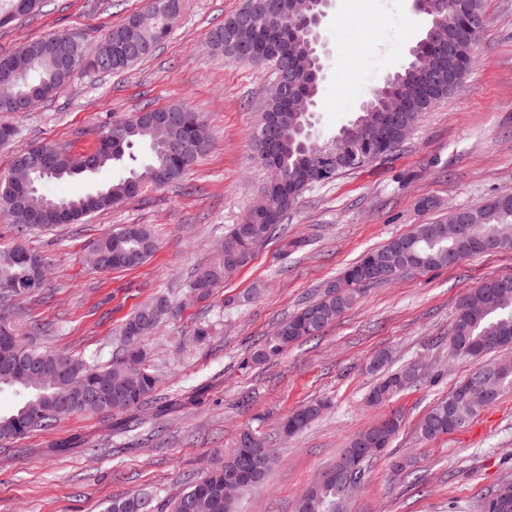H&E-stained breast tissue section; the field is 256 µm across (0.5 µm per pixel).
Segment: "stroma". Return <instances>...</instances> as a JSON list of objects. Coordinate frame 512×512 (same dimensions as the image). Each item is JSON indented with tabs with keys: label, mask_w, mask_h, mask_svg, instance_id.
<instances>
[{
	"label": "stroma",
	"mask_w": 512,
	"mask_h": 512,
	"mask_svg": "<svg viewBox=\"0 0 512 512\" xmlns=\"http://www.w3.org/2000/svg\"><path fill=\"white\" fill-rule=\"evenodd\" d=\"M243 3L185 0L170 38L134 68L76 69L66 91L32 111L0 113L18 143L52 142L76 155L91 152L112 120L146 106L180 104L199 113L211 140L194 170L174 183L83 223L23 238L51 260L44 292L8 310L35 346L105 364L140 305L164 293L177 314L140 342L158 378L143 405L83 412L26 439L0 441V512H103L113 498L143 492L152 512H170L189 479L235 448L245 430L265 437L275 463L265 484L242 495L238 512H292L353 434L394 412L401 428L389 452L370 462L348 512H480L483 497L512 478V388L461 430L429 442L415 432L433 402L473 369L448 348L459 301L484 280L512 274V250L367 288L320 335L265 364L250 361L260 339L365 252L448 210L512 192V0H485L470 72L421 115L397 151L306 191L288 214L286 234L261 245L213 299L198 301L188 288L195 269L217 258L225 230L242 222L268 176L252 135L271 72L226 60L207 44L209 32ZM147 4L46 0L39 13L0 27V55L63 30L95 49L108 28ZM426 28L411 0H332L321 26L327 69L316 137L331 138L354 120L372 89L407 64ZM427 199L433 209H421ZM127 224L152 229L155 254L131 269L94 268V244ZM250 290L256 298L239 305ZM383 350L392 367L422 360L430 371L418 386L372 406L375 378L366 365ZM316 400L329 404L322 416L283 437L286 416ZM403 459L425 475L423 487L394 470Z\"/></svg>",
	"instance_id": "stroma-1"
}]
</instances>
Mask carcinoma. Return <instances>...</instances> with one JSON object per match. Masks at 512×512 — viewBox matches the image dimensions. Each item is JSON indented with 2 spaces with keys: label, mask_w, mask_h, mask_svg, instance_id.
<instances>
[{
  "label": "carcinoma",
  "mask_w": 512,
  "mask_h": 512,
  "mask_svg": "<svg viewBox=\"0 0 512 512\" xmlns=\"http://www.w3.org/2000/svg\"><path fill=\"white\" fill-rule=\"evenodd\" d=\"M278 14L271 19L273 27L285 37L293 40L304 33L301 20L292 13L293 0H273ZM130 15L123 23L105 32L102 43L107 44L117 35L126 36L128 43L138 51L117 63L106 57L98 64L99 71L118 73L126 71L141 60L151 56L156 48L166 41L169 32L163 28L139 25ZM238 15L224 20V24L213 29L209 46L224 58L232 61V36ZM81 38L77 32L66 31L45 39L25 43L10 55H1L0 63L6 65L22 59L34 58L36 63L28 71L26 82L30 86L50 83V88L59 94L69 85L71 75L54 76L57 70L58 47L73 39ZM268 66L273 75L279 70L291 76L303 87L302 93L308 101H314L319 88L313 86L311 76L317 70L316 53L312 46L302 41L297 44L291 57H272L260 61ZM431 59L427 51L415 46L412 60L397 74L396 91L388 90L370 97L368 106L359 112V123L377 122L386 111L398 112L401 122L390 132L392 146L397 148L406 140L405 128L414 126L423 112H428L448 98L447 81L429 77ZM177 111V121L168 130V142L159 144L150 132V124L138 121L135 116L115 120L102 132L106 140L88 154L76 157L68 151L46 142L33 146H19L13 153L10 169L17 170V162H34L40 157H49L55 166L49 172L35 173L34 186L29 210L17 208L13 196L5 184L0 182V216L19 228L37 230L45 228L36 223L32 216L44 207L50 199L43 191V185L52 180H66L75 176L95 174L106 168H119L123 175L108 184L94 187L90 192L60 203L73 208V223L80 224L88 217L118 206L127 200L150 191L160 189L155 182V171L169 169L168 182L172 183L189 172L198 158L209 146L208 137L198 134L191 151L181 153L178 147L189 141L192 125L201 121L199 114L180 105L172 106ZM307 112H283L277 128L278 150L269 159L256 155L261 164L270 160L280 171L281 180L292 187V198L269 199L264 204L276 208L288 216L301 194L316 184L327 183L336 174L325 175L315 165V155L326 142L307 135ZM147 149L145 158L140 159L134 150ZM283 222L258 224L254 234L244 237L241 225H234L224 237V247L219 260L199 268L189 284L190 290L201 299L212 296L227 278L246 267L254 258V248L275 236L282 229ZM439 222L420 224L407 234L395 237L384 246L363 254L358 261L348 266L335 281L327 283L323 296L306 303L295 315L280 322L273 333L252 349L250 360L256 365L263 364L280 355L303 338L315 336L342 313L354 306L360 299L357 280L348 279V271L360 267L373 258L387 255L394 257L397 268L382 272L377 282L390 281L403 274V269L415 262L424 270L437 269L448 265V255L455 249V243L448 237L435 232ZM468 235L473 239L488 240L500 233L512 238V193H502L473 209ZM157 249V241L151 230L141 224H129L118 232L103 237L95 246L94 266L103 271L127 268L129 257L137 258L142 265ZM50 266L48 258L31 250L25 243L17 242L0 250V302H10L33 294L45 284L44 270ZM503 277H492L483 281L474 292L483 296L484 301L471 306L469 296L460 302L450 330L449 346L452 354L460 359L485 357L500 348L512 346V287L501 284ZM172 313L171 300L164 294L154 296L143 304L124 324L122 337L138 329L147 336ZM10 342L16 355L28 365L41 367L64 366L71 378L92 385H118L123 398L118 401L110 395L100 405L106 412L128 411L141 405L154 391L157 378L153 371L141 363L138 368L128 367L126 349L112 357L106 365L98 366L76 358L63 351L39 350L26 343L9 319L0 316V343ZM391 361L386 352L371 357L368 369L381 373L378 382L369 393V403L378 404L393 398L399 392L417 385L421 381L415 364L408 363L395 370L387 369ZM499 378L502 387L512 385V367L498 369V362L487 360L459 382L448 396L435 402L416 426L420 440L431 441L441 435L465 427L485 406L498 400L495 395L481 394V383L485 377ZM10 389L22 397L20 405L9 415L0 414V439L21 440L31 433L56 424L59 420L77 413V410L58 409V404L69 392V381L61 380L56 385H26L0 366V391ZM301 419L292 431L296 435L304 431L322 412L320 403H309L298 407ZM265 453L263 440L257 435L243 432L238 447L224 457L204 468L191 479L185 490L176 498L171 512H234L236 499L224 491V479L256 465ZM349 499L336 482L310 484L297 498L295 512H347ZM104 512H151L146 496L132 495L112 499ZM481 512H512V483L501 482L481 504Z\"/></svg>",
  "instance_id": "cac0c4a2"
}]
</instances>
